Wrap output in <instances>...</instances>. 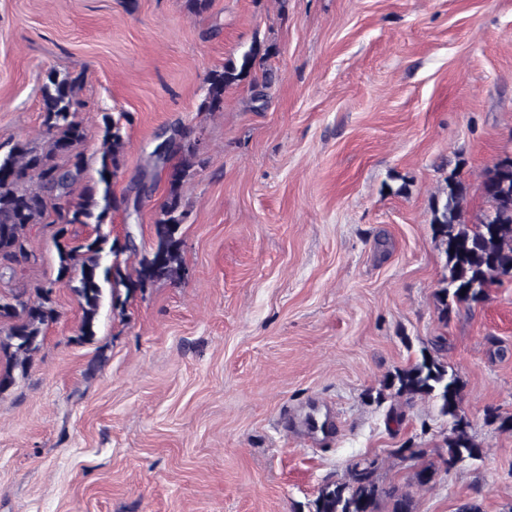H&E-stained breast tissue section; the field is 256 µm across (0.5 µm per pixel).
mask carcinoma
<instances>
[{"mask_svg":"<svg viewBox=\"0 0 512 512\" xmlns=\"http://www.w3.org/2000/svg\"><path fill=\"white\" fill-rule=\"evenodd\" d=\"M273 54V45L254 40L237 57L210 71L205 80L199 110L221 112L227 90L250 80L252 101L265 104L274 76L263 62ZM261 76H256V70ZM82 75L62 78L49 73L42 88L41 111L44 114L46 141L41 146L29 142L15 144L0 153V261L6 264L31 259L27 229L32 224H56L54 246L58 255V273L53 281L39 283L0 296V322L9 323L7 334L0 335V395L9 391L17 376L26 374L33 356L44 341L45 331L59 318L53 293L63 280L71 284L82 310L79 334L84 343L96 336L104 285L110 286L113 302L120 301V289L126 295L144 290L158 282H179L184 278L181 225L187 218L181 190L192 175V163L186 158L167 168V196L153 224L155 244L137 261L136 275L126 274L117 261L120 255L136 253L131 234L124 240L102 232L109 214L129 210V200L139 204L148 190V175L135 180V197L116 195L113 181L121 174L128 139L124 124L129 113L104 116L97 179L82 184L87 162L79 147L87 137L86 127L76 119L82 103L78 92ZM196 141L187 131L174 130L159 142L151 155L167 162L177 153L196 154ZM81 191H76L77 185ZM482 193L488 209L475 224L468 223L463 202L467 186L455 173L432 197L431 224L434 238L443 250L448 274L438 292L439 317L462 305L469 307L486 296L487 289L512 271V156L497 159L482 175ZM71 224L95 225V236L78 240L68 235ZM383 388L395 391L406 400L431 398L441 415L450 420L448 436L440 453L443 463L452 468L467 460L482 457L483 450L470 433L471 423L457 419L461 386L448 366L431 355L389 376ZM347 482L327 481L312 502V512H378L380 502L388 512H414L411 493L380 482L378 465L363 460L350 464Z\"/></svg>","mask_w":512,"mask_h":512,"instance_id":"cac0c4a2","label":"carcinoma"}]
</instances>
